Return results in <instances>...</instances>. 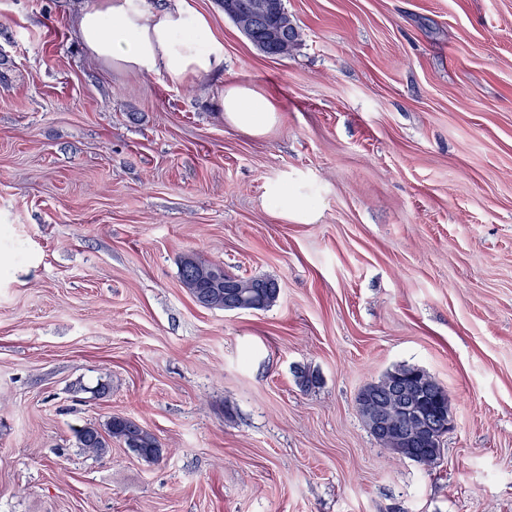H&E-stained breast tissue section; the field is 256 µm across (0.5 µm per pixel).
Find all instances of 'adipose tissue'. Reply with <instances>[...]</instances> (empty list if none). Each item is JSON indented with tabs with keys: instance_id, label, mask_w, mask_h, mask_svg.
<instances>
[{
	"instance_id": "ef3b65f1",
	"label": "adipose tissue",
	"mask_w": 512,
	"mask_h": 512,
	"mask_svg": "<svg viewBox=\"0 0 512 512\" xmlns=\"http://www.w3.org/2000/svg\"><path fill=\"white\" fill-rule=\"evenodd\" d=\"M75 24L97 60L175 84L224 76V41L190 0H166L158 7L151 0H93ZM217 105L231 126L256 136L279 119L273 98L248 85L223 87Z\"/></svg>"
}]
</instances>
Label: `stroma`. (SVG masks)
Listing matches in <instances>:
<instances>
[{
	"label": "stroma",
	"mask_w": 512,
	"mask_h": 512,
	"mask_svg": "<svg viewBox=\"0 0 512 512\" xmlns=\"http://www.w3.org/2000/svg\"><path fill=\"white\" fill-rule=\"evenodd\" d=\"M82 2L0 0V512H512V0H284V57L191 0L224 77L182 85L91 57ZM188 252L278 302L197 305ZM401 365L448 391L431 466L356 407ZM115 414L163 459L83 454ZM221 86L217 106L231 126L257 136L278 122V108L266 92L248 85ZM270 196L285 219L288 220V216L297 219H310L312 217V214L309 212L310 210L301 211L291 204L288 187L273 188Z\"/></svg>",
	"instance_id": "obj_1"
}]
</instances>
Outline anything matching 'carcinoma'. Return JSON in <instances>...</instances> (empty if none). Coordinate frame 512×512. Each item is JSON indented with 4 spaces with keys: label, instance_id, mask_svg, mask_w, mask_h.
<instances>
[{
    "label": "carcinoma",
    "instance_id": "cac0c4a2",
    "mask_svg": "<svg viewBox=\"0 0 512 512\" xmlns=\"http://www.w3.org/2000/svg\"><path fill=\"white\" fill-rule=\"evenodd\" d=\"M237 23L241 24L246 37L263 53L270 56L286 55L296 44L298 30L285 10L283 0H278L277 14L251 10L241 12ZM224 266L200 258L195 254L185 255L179 268V278L193 300L207 309L229 311L242 307L241 295L251 294L260 302L259 309L274 306L280 296L279 283L268 277L225 276L230 283L227 288H214V271ZM364 398L358 401V410L370 433L379 444L395 458L431 465L440 457L444 433L443 421L447 420L449 409L448 391L424 370L402 366L386 373L380 380L363 388ZM420 395L427 409L423 412L427 425L436 432L432 443L420 444L415 441L399 442L384 438L373 426L374 416L380 411L395 412L414 395ZM77 447L93 457L105 455L112 442L131 443L138 450L139 457L157 462L163 458V448L157 437L146 427L133 419L112 415L102 424L89 423L74 429Z\"/></svg>",
    "mask_w": 512,
    "mask_h": 512
}]
</instances>
